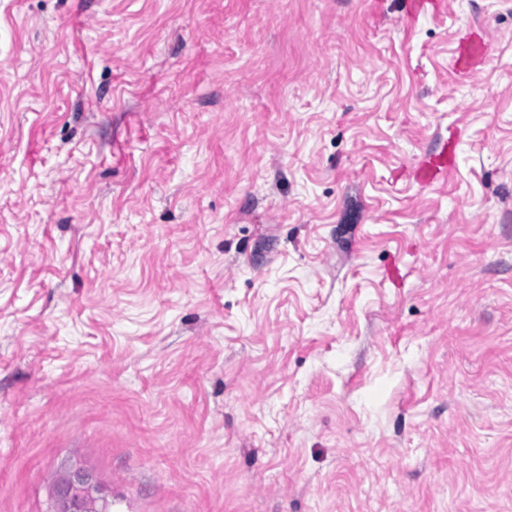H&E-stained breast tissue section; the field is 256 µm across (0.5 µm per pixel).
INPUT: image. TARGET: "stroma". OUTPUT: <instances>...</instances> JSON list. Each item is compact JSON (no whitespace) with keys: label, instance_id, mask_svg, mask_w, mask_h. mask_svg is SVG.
I'll return each mask as SVG.
<instances>
[{"label":"stroma","instance_id":"1","mask_svg":"<svg viewBox=\"0 0 512 512\" xmlns=\"http://www.w3.org/2000/svg\"><path fill=\"white\" fill-rule=\"evenodd\" d=\"M407 2L0 0V512H512V0ZM457 43L448 60V72L456 80L468 82L487 63L489 43L470 35L459 36ZM455 152V139L448 137V146L445 143L438 154L426 155L418 163L417 178L425 188H431L438 184L443 177H447L451 171L452 159ZM57 489L59 498L65 504V512H84L87 500L97 492L89 475L82 472H76L68 479H63L55 488V497Z\"/></svg>","mask_w":512,"mask_h":512}]
</instances>
